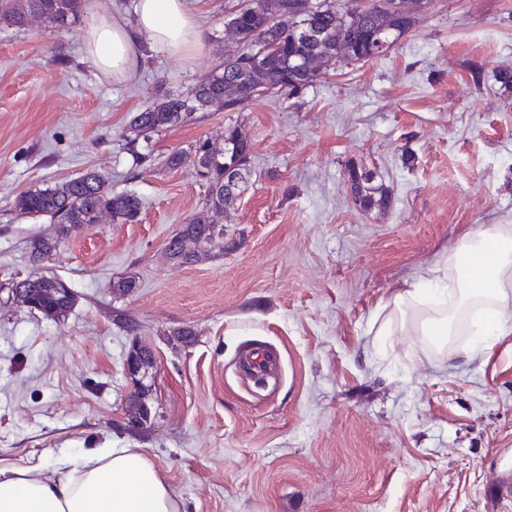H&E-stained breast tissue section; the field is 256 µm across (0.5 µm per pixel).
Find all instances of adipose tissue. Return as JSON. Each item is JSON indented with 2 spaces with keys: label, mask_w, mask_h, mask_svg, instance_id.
Listing matches in <instances>:
<instances>
[{
  "label": "adipose tissue",
  "mask_w": 512,
  "mask_h": 512,
  "mask_svg": "<svg viewBox=\"0 0 512 512\" xmlns=\"http://www.w3.org/2000/svg\"><path fill=\"white\" fill-rule=\"evenodd\" d=\"M96 70L117 81L135 78L142 43L184 58L201 47L191 0H135L133 20L93 11L82 35ZM468 255L485 264L468 269ZM481 303L483 336L512 335V225L488 224L464 236L456 249L388 304L407 333L450 337L455 313ZM0 512H183L171 486L135 448H93L61 458L54 477L37 467L0 469Z\"/></svg>",
  "instance_id": "ef3b65f1"
}]
</instances>
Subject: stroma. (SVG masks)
Listing matches in <instances>:
<instances>
[{"mask_svg": "<svg viewBox=\"0 0 512 512\" xmlns=\"http://www.w3.org/2000/svg\"><path fill=\"white\" fill-rule=\"evenodd\" d=\"M237 4L198 0L202 49L143 46L129 82L99 76L80 28L0 27V285L37 273L28 243L56 234L15 210L19 194L92 170L142 203L138 223L105 218L59 242L46 269L77 295L64 322L0 292V467L50 477L61 456L137 448L184 512H512L486 497L512 475V335L475 355L465 339L440 349L401 335L384 306L464 235L512 225V104L494 77L512 68V0H429L385 57L133 139L159 90L238 51L224 34ZM234 125L251 140L249 185L207 212L195 167L164 161ZM352 164L387 187V209L355 205ZM202 211L230 249L166 260ZM127 276L137 289L115 297ZM136 339L156 361L140 432L127 426ZM258 346L279 361L265 384L238 370Z\"/></svg>", "mask_w": 512, "mask_h": 512, "instance_id": "obj_1", "label": "stroma"}]
</instances>
